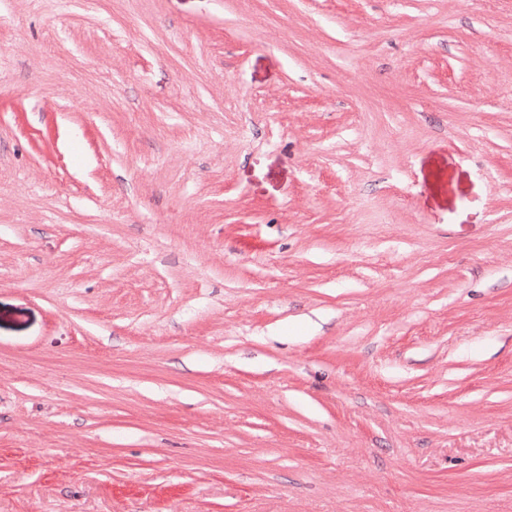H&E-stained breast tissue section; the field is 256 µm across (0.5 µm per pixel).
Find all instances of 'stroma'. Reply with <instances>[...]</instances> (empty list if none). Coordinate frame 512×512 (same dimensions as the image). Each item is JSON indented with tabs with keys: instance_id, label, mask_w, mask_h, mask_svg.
Here are the masks:
<instances>
[{
	"instance_id": "stroma-1",
	"label": "stroma",
	"mask_w": 512,
	"mask_h": 512,
	"mask_svg": "<svg viewBox=\"0 0 512 512\" xmlns=\"http://www.w3.org/2000/svg\"><path fill=\"white\" fill-rule=\"evenodd\" d=\"M0 512H512V0H0Z\"/></svg>"
}]
</instances>
